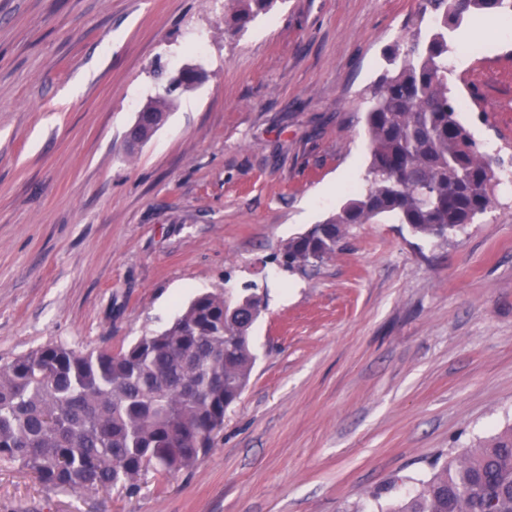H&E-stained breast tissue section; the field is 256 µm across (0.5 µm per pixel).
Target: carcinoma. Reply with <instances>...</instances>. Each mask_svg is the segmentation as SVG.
Masks as SVG:
<instances>
[{"instance_id":"cac0c4a2","label":"carcinoma","mask_w":512,"mask_h":512,"mask_svg":"<svg viewBox=\"0 0 512 512\" xmlns=\"http://www.w3.org/2000/svg\"><path fill=\"white\" fill-rule=\"evenodd\" d=\"M243 25L277 0H233ZM512 11V0H422L399 69L380 79L365 120L367 184L321 224L288 240L283 265L304 269L336 253L353 224L388 217L422 236L448 234L492 208L495 172L459 120L449 94L451 34L474 13ZM431 18L422 36L425 16ZM165 88L146 103L140 139L173 105ZM256 296H196L165 330L125 351L77 352L58 344L0 366V461L33 474L53 492L97 493L133 483L148 467L175 475L212 448L227 408L247 387L256 356ZM380 512H512V427L434 467L415 491Z\"/></svg>"}]
</instances>
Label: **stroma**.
<instances>
[{"instance_id": "stroma-1", "label": "stroma", "mask_w": 512, "mask_h": 512, "mask_svg": "<svg viewBox=\"0 0 512 512\" xmlns=\"http://www.w3.org/2000/svg\"><path fill=\"white\" fill-rule=\"evenodd\" d=\"M419 0H0V365L119 352L204 292L250 288L251 380L188 473L46 490L0 461V512H377L512 426V35L456 29L460 121L494 206L448 238L385 219L288 272L274 255L364 185L366 99ZM201 65L129 149L160 72Z\"/></svg>"}]
</instances>
